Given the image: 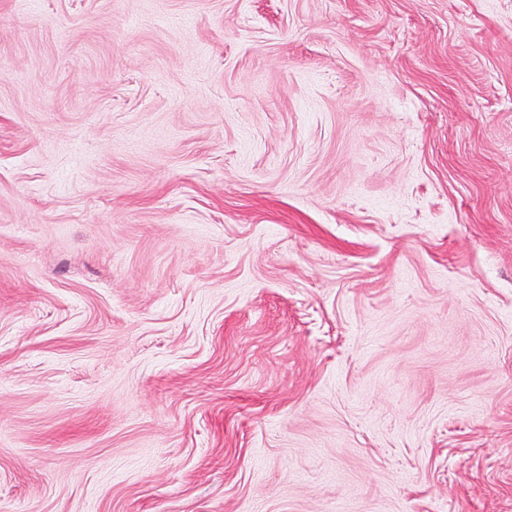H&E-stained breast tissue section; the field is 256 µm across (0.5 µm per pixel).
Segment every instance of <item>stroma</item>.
<instances>
[{"label":"stroma","mask_w":512,"mask_h":512,"mask_svg":"<svg viewBox=\"0 0 512 512\" xmlns=\"http://www.w3.org/2000/svg\"><path fill=\"white\" fill-rule=\"evenodd\" d=\"M0 512H512V0H0Z\"/></svg>","instance_id":"obj_1"}]
</instances>
